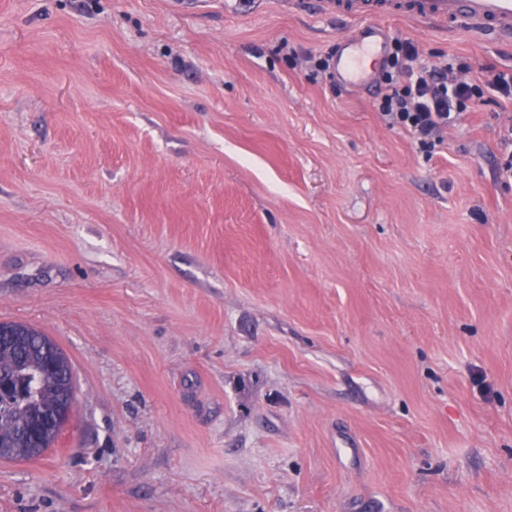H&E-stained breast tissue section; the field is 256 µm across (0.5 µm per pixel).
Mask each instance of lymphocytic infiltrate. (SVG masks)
<instances>
[{"label":"lymphocytic infiltrate","instance_id":"1","mask_svg":"<svg viewBox=\"0 0 512 512\" xmlns=\"http://www.w3.org/2000/svg\"><path fill=\"white\" fill-rule=\"evenodd\" d=\"M479 88L453 77L450 68L420 64L412 42L394 41L377 77L374 106L389 126L422 146L444 143Z\"/></svg>","mask_w":512,"mask_h":512}]
</instances>
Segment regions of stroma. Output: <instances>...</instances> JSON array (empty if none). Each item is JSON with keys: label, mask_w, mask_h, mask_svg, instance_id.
<instances>
[{"label": "stroma", "mask_w": 512, "mask_h": 512, "mask_svg": "<svg viewBox=\"0 0 512 512\" xmlns=\"http://www.w3.org/2000/svg\"><path fill=\"white\" fill-rule=\"evenodd\" d=\"M488 80L512 44L383 19ZM290 0H0V321L78 390L0 512H512V102L425 152Z\"/></svg>", "instance_id": "stroma-1"}]
</instances>
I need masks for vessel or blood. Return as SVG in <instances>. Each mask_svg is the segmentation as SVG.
<instances>
[{
    "label": "vessel or blood",
    "mask_w": 512,
    "mask_h": 512,
    "mask_svg": "<svg viewBox=\"0 0 512 512\" xmlns=\"http://www.w3.org/2000/svg\"><path fill=\"white\" fill-rule=\"evenodd\" d=\"M330 19L358 22L356 34L339 38L336 69L351 88L369 83L370 65L382 57L386 30L379 20L400 17L449 29L463 26L482 37L512 42V0H314Z\"/></svg>",
    "instance_id": "obj_1"
}]
</instances>
